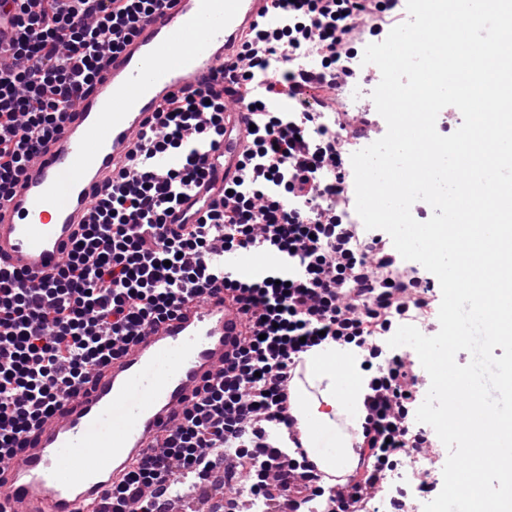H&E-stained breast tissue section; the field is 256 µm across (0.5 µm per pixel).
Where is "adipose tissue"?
<instances>
[{
	"label": "adipose tissue",
	"mask_w": 512,
	"mask_h": 512,
	"mask_svg": "<svg viewBox=\"0 0 512 512\" xmlns=\"http://www.w3.org/2000/svg\"><path fill=\"white\" fill-rule=\"evenodd\" d=\"M306 384L293 390L296 415L304 428L303 443L313 458H321L325 470H353L358 457L350 437L336 426L337 417H346L360 427L365 382L359 381V359L350 349L333 343L313 347L305 355Z\"/></svg>",
	"instance_id": "ef3b65f1"
}]
</instances>
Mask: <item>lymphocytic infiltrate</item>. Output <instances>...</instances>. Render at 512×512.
Returning a JSON list of instances; mask_svg holds the SVG:
<instances>
[{
  "label": "lymphocytic infiltrate",
  "mask_w": 512,
  "mask_h": 512,
  "mask_svg": "<svg viewBox=\"0 0 512 512\" xmlns=\"http://www.w3.org/2000/svg\"><path fill=\"white\" fill-rule=\"evenodd\" d=\"M406 0H269L239 63L230 68L253 113L252 146L230 185L231 207L211 203L192 224H168L171 210L206 176L208 152L224 135V102L205 90L174 95L162 126L144 136L131 169L100 193L67 263L41 283L0 270V463L33 430L89 385L100 369L183 304L222 290L249 319L221 381L195 391L192 406L113 483L94 512H161L175 477L204 480L224 458L250 459L269 501L303 512H370L387 473L439 443L413 424L427 389L410 351L387 344L396 317L429 319L437 295L385 231L347 223L343 175L365 139L380 136L374 112H343L336 90L338 48L385 39ZM164 0H0L15 63L0 66V198L64 123L99 75L105 51H119L137 22ZM322 66L297 65L305 46ZM337 113V131H322ZM320 135H310V128ZM180 165L157 172L155 159ZM356 249H348V242ZM273 253L277 265L244 276L226 271L236 249ZM356 348L372 373L359 461L347 489L325 491L297 431L292 389L303 355L323 342Z\"/></svg>",
  "instance_id": "obj_1"
}]
</instances>
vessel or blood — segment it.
Instances as JSON below:
<instances>
[{
    "mask_svg": "<svg viewBox=\"0 0 512 512\" xmlns=\"http://www.w3.org/2000/svg\"><path fill=\"white\" fill-rule=\"evenodd\" d=\"M267 0H167L110 55L91 91L0 200V268L39 281L67 259L93 214L91 194L111 185L142 131L184 89L226 101L224 138L210 170L170 221L184 223L200 201L235 179L250 144L252 114L225 76L242 37ZM245 317L223 294L183 307L148 329L102 369L0 466V512H91L112 482L150 453L187 406L194 387L219 378Z\"/></svg>",
    "mask_w": 512,
    "mask_h": 512,
    "instance_id": "obj_1",
    "label": "vessel or blood"
}]
</instances>
